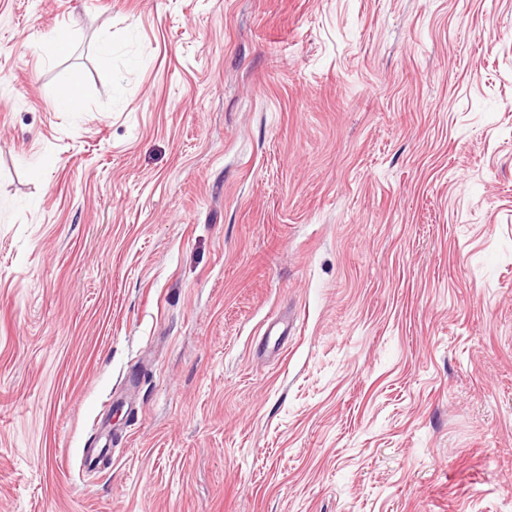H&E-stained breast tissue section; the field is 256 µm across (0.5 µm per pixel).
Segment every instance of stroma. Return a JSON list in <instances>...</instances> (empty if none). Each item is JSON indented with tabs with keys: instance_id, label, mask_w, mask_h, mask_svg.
I'll return each instance as SVG.
<instances>
[{
	"instance_id": "obj_1",
	"label": "stroma",
	"mask_w": 512,
	"mask_h": 512,
	"mask_svg": "<svg viewBox=\"0 0 512 512\" xmlns=\"http://www.w3.org/2000/svg\"><path fill=\"white\" fill-rule=\"evenodd\" d=\"M0 512H512V0H0Z\"/></svg>"
}]
</instances>
